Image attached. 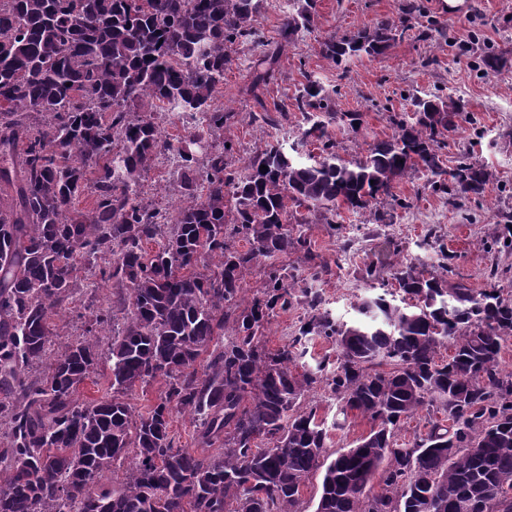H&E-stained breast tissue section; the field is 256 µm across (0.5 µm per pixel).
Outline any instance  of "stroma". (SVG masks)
<instances>
[{
  "label": "stroma",
  "instance_id": "stroma-1",
  "mask_svg": "<svg viewBox=\"0 0 512 512\" xmlns=\"http://www.w3.org/2000/svg\"><path fill=\"white\" fill-rule=\"evenodd\" d=\"M409 2L317 0L312 26L284 48L275 77L263 90L266 104L289 109L287 123L270 127L252 119L257 107L250 86L254 64L265 45H276L279 40L289 0H264L258 17L262 43L234 46L232 66L214 99L215 106L233 113L224 127V138L232 144L226 155L232 170L243 168L250 156L275 141L290 148L298 161L319 155L318 144H300L299 129L305 120L290 108L308 78L320 83L335 112L363 115L356 131L338 119L328 126L337 153L347 160L359 156L373 141L390 136L389 113L412 112L413 97L431 93L464 102L467 119L445 133L443 158L451 161L467 152L485 166L492 174L485 197L459 207L450 205L447 194L433 191L417 173L395 190L406 201L402 207L388 201L379 209L358 213L342 208L329 224L308 220L307 210L298 209L296 216L305 219V233L328 270L315 279L299 262L294 273L301 287L321 295L324 310L347 323L355 320V306L361 299L380 288L396 289L394 273L410 257L428 267L450 259L455 272L476 289L485 287L491 268H498L501 288L512 294V251L501 246L502 240L512 239V0H462L453 15L446 0H417L422 13L415 18L416 29L385 54L363 55L336 65L322 53L328 37L372 27L382 18L399 19ZM432 20L444 30V37L419 38L418 27ZM487 52L504 55L506 66L497 72L484 71L480 58ZM138 193L141 199L173 209L185 190L161 156ZM380 210L386 212L387 223L377 221ZM113 293L108 282L81 288L60 314L65 332L54 337L53 351L61 352L79 339L83 321L92 317L97 305L110 302ZM307 399L318 404L320 417L331 425L328 453L351 447L368 432V423L353 416L343 427H336V401L325 385H318Z\"/></svg>",
  "mask_w": 512,
  "mask_h": 512
}]
</instances>
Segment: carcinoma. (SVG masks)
<instances>
[{
  "mask_svg": "<svg viewBox=\"0 0 512 512\" xmlns=\"http://www.w3.org/2000/svg\"><path fill=\"white\" fill-rule=\"evenodd\" d=\"M292 2L284 44L315 16L316 0ZM414 11L331 36L322 53L337 65L382 55L414 28ZM259 13L260 0H0V512H299L320 469L315 512H512V370L501 362L512 297L497 271L475 289L446 263L407 260L395 274L402 298H366L351 324L322 310L318 293L297 294L284 265L245 298L243 274L265 259L296 254L313 277L327 270L302 222L288 223L290 204L330 224L341 206L397 201L394 189L418 170L457 206L490 181L477 163L444 165L440 137L464 105L436 95L415 98L409 120L390 116L393 134L356 159L314 122L301 141L319 143L322 159L299 164L268 144L226 171L231 146L218 138L230 113L214 98L233 45L261 41ZM144 103L193 124L172 142L134 115ZM295 107L333 111L310 79ZM167 150L189 191L171 212L137 192ZM230 211L245 250L227 237ZM109 257L99 274L117 286L116 301L51 355L53 317L84 270ZM295 305L304 307L297 332L268 348L270 318ZM315 337L335 342L336 364L299 373ZM102 360L110 393L79 401ZM157 379L165 388L154 403L131 404L133 387ZM317 383L343 417L370 424L332 460L317 407L302 404ZM423 410L428 430L398 442ZM175 413L191 416L199 447L176 440ZM126 456L118 486L103 484Z\"/></svg>",
  "mask_w": 512,
  "mask_h": 512,
  "instance_id": "1",
  "label": "carcinoma"
}]
</instances>
